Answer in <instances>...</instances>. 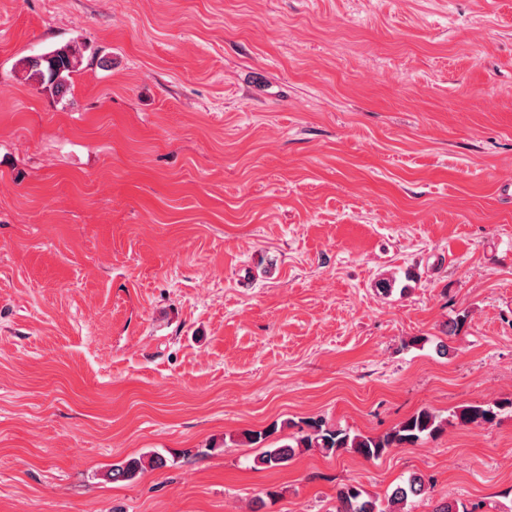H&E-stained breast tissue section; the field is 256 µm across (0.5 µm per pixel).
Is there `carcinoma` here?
<instances>
[{"mask_svg":"<svg viewBox=\"0 0 512 512\" xmlns=\"http://www.w3.org/2000/svg\"><path fill=\"white\" fill-rule=\"evenodd\" d=\"M78 64L77 56L66 48L54 49L19 61L27 79L62 96L68 92L70 75L76 71ZM506 409L512 410V398L487 404H470L450 412L447 418L422 408L387 431L374 435L328 428L320 421L309 420L306 427L291 438V442L282 445L269 442V438L277 432L275 424L262 430L248 431L244 438L248 445L261 449L253 459L256 469H278L286 466L295 456L297 448L317 449L327 455L352 451L365 459L375 460L394 448L416 446L437 438L452 419L461 425L480 426L493 422ZM165 466L167 459L164 456L149 453L112 464L106 477L114 482H133L146 470ZM426 493V480L417 473L410 474L383 500L369 495L358 486L345 484L336 494V512H404L408 500Z\"/></svg>","mask_w":512,"mask_h":512,"instance_id":"obj_1","label":"carcinoma"}]
</instances>
